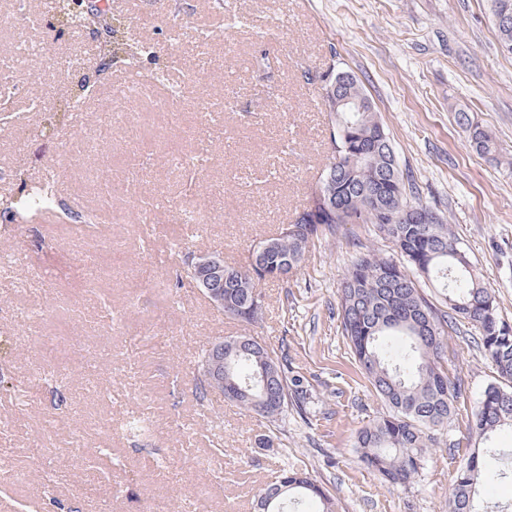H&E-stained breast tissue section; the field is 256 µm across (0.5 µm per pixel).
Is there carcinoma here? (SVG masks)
Returning <instances> with one entry per match:
<instances>
[{
  "instance_id": "1",
  "label": "carcinoma",
  "mask_w": 512,
  "mask_h": 512,
  "mask_svg": "<svg viewBox=\"0 0 512 512\" xmlns=\"http://www.w3.org/2000/svg\"><path fill=\"white\" fill-rule=\"evenodd\" d=\"M455 119L475 152L498 159L492 134L474 114L459 111ZM333 144L342 151L331 155L328 166L335 172L331 196L312 194L256 275L271 277L285 261L297 275L310 242L346 224L373 225L400 253V262L370 250L356 253L337 290L341 333L385 406L358 431L355 447L364 466L393 488L416 481L428 449L437 446L455 412L461 382L443 362L448 333L465 324L478 333L474 340L495 366L496 379L472 408L469 431L479 447L459 468L448 498V512H478L477 488L486 476L490 443L512 427V325L500 317L495 295L480 281L444 216L417 201L418 191L401 169L372 101L359 112L339 113ZM397 202L408 208L409 219L382 223L384 211ZM55 208L54 186L29 189L23 181L17 195L0 199V225L33 223ZM420 276L435 282L440 304L419 288ZM252 288L250 275L233 274L224 289V316L256 320L262 307L251 306ZM226 369L222 386L196 374L201 399L222 392L240 408L274 421L288 418L290 410L307 416L311 395L288 379L287 358L249 343L229 357ZM264 493L275 495L267 512L304 498L319 502V512H336L330 491L305 472L282 469Z\"/></svg>"
}]
</instances>
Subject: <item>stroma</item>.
<instances>
[{
	"label": "stroma",
	"instance_id": "stroma-1",
	"mask_svg": "<svg viewBox=\"0 0 512 512\" xmlns=\"http://www.w3.org/2000/svg\"><path fill=\"white\" fill-rule=\"evenodd\" d=\"M112 15L127 40L153 46L142 72L181 87L176 105L195 138L142 102L128 123L141 128L148 165L131 178L120 157L126 128L84 152L96 107L45 133V114L74 81L66 59L93 55L94 45L79 31L32 30L55 64L28 71L38 111L17 99L0 124V170L11 173L0 195L52 170L61 196L82 210L97 201L92 172L108 165L126 221L109 232L113 270L94 282L84 266L93 244L79 225L25 224L0 237V512H257L259 490L287 464L327 487L338 512H448L473 450L471 410L495 369L472 331L449 336L448 371L462 392L419 481L394 489L363 467L356 433L382 404L341 334L337 289L357 248L392 256L373 225L320 235L298 276L261 282L265 307L253 323L226 318L176 271L193 252L242 264L302 210L331 155L324 81L349 71L421 201L448 218L512 323V54L488 0H224L220 11L213 0H112ZM214 26L230 40L199 54L196 29ZM225 96L224 116L209 119V104ZM461 109L493 133L502 162L472 150L455 122ZM199 137L209 161L194 181L169 174L166 153H195ZM141 198L152 205L148 244ZM193 207L209 223H173ZM224 336H252L286 356L289 377L313 395L309 417L273 422L219 394L200 399L197 361ZM35 374L40 393L24 396ZM132 419L143 430L131 431ZM262 437L270 446L259 447Z\"/></svg>",
	"mask_w": 512,
	"mask_h": 512
}]
</instances>
